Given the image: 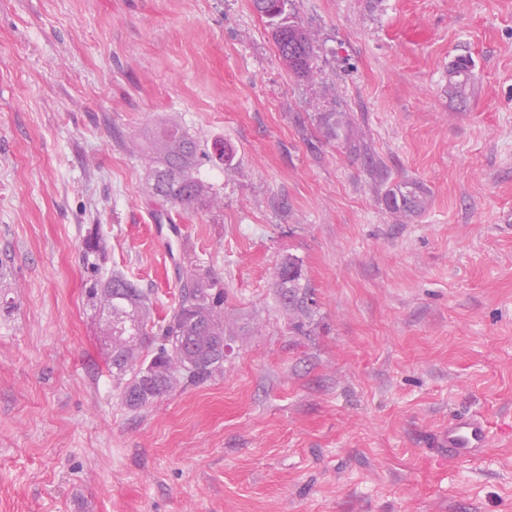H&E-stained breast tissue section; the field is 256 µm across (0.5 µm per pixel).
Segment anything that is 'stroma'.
Wrapping results in <instances>:
<instances>
[{
    "label": "stroma",
    "instance_id": "obj_1",
    "mask_svg": "<svg viewBox=\"0 0 512 512\" xmlns=\"http://www.w3.org/2000/svg\"><path fill=\"white\" fill-rule=\"evenodd\" d=\"M288 14L308 80L251 0H0V512H512V0ZM167 122L210 207L154 199ZM412 180L425 209L389 211ZM189 257L224 280V364L128 408L89 291L121 272L163 326ZM466 412L489 447L447 463ZM278 288H281V296L285 304H289L302 313L309 310L308 298L302 283V271L294 261L282 265L278 272Z\"/></svg>",
    "mask_w": 512,
    "mask_h": 512
}]
</instances>
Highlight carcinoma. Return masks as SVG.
Masks as SVG:
<instances>
[{
  "label": "carcinoma",
  "mask_w": 512,
  "mask_h": 512,
  "mask_svg": "<svg viewBox=\"0 0 512 512\" xmlns=\"http://www.w3.org/2000/svg\"><path fill=\"white\" fill-rule=\"evenodd\" d=\"M258 14L272 21V37L279 57L297 77L313 74V46L308 34L288 20V0H252ZM450 85L464 94L470 80L469 65L459 60L450 70ZM202 153L200 141L178 126L159 128L151 138L148 156L152 194L171 205L208 206L210 187L195 175ZM384 201L395 213L417 214L426 204V189L405 181L390 189ZM278 287L284 303L302 313L309 310L300 266L282 265ZM93 297L109 313L112 336V377L124 402L143 408L171 392L178 382L203 381L224 363V280L209 268L187 261L183 266L180 299L168 324L160 332L149 328V298L140 288L114 273ZM154 346L151 356L140 359L144 344Z\"/></svg>",
  "instance_id": "obj_1"
}]
</instances>
